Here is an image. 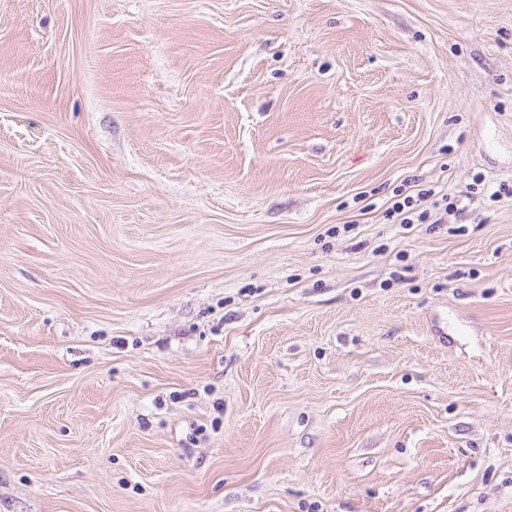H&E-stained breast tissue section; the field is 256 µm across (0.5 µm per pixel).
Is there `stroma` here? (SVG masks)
<instances>
[{"label":"stroma","instance_id":"stroma-1","mask_svg":"<svg viewBox=\"0 0 512 512\" xmlns=\"http://www.w3.org/2000/svg\"><path fill=\"white\" fill-rule=\"evenodd\" d=\"M502 181L512 0H0V512H512ZM436 195L434 188L418 190L398 188L394 191L391 206L387 209V216L396 218L399 224L437 223L438 219L429 222L433 216L432 211L439 209L441 205L439 199H433Z\"/></svg>","mask_w":512,"mask_h":512}]
</instances>
